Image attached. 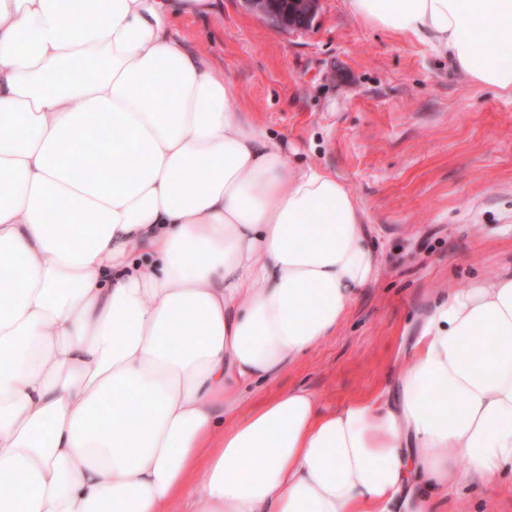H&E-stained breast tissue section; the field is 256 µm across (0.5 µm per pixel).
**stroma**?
I'll use <instances>...</instances> for the list:
<instances>
[{
    "instance_id": "1",
    "label": "stroma",
    "mask_w": 512,
    "mask_h": 512,
    "mask_svg": "<svg viewBox=\"0 0 512 512\" xmlns=\"http://www.w3.org/2000/svg\"><path fill=\"white\" fill-rule=\"evenodd\" d=\"M179 23L223 64L246 112L289 162L336 172L366 212L381 263L335 336L246 395L309 389L323 406L376 395L406 367L415 312L512 274V96L473 87L424 42L321 0L313 25L279 29L244 0ZM457 512H512V482L453 496Z\"/></svg>"
}]
</instances>
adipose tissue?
Masks as SVG:
<instances>
[{"mask_svg":"<svg viewBox=\"0 0 512 512\" xmlns=\"http://www.w3.org/2000/svg\"><path fill=\"white\" fill-rule=\"evenodd\" d=\"M214 2L0 0V512H448L512 477V276L427 305L377 396L242 410L380 265L346 183L175 33ZM347 7L512 93V0ZM89 142L96 177L58 159Z\"/></svg>","mask_w":512,"mask_h":512,"instance_id":"1","label":"adipose tissue"}]
</instances>
